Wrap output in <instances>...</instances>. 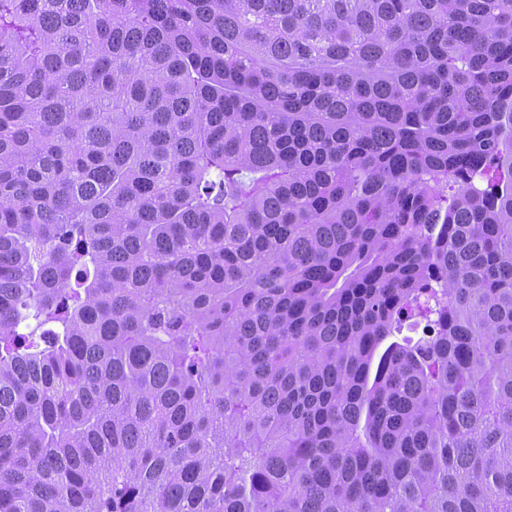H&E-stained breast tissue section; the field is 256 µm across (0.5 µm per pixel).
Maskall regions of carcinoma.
I'll return each mask as SVG.
<instances>
[{
    "label": "carcinoma",
    "instance_id": "cac0c4a2",
    "mask_svg": "<svg viewBox=\"0 0 512 512\" xmlns=\"http://www.w3.org/2000/svg\"><path fill=\"white\" fill-rule=\"evenodd\" d=\"M0 512H512V0H0Z\"/></svg>",
    "mask_w": 512,
    "mask_h": 512
}]
</instances>
